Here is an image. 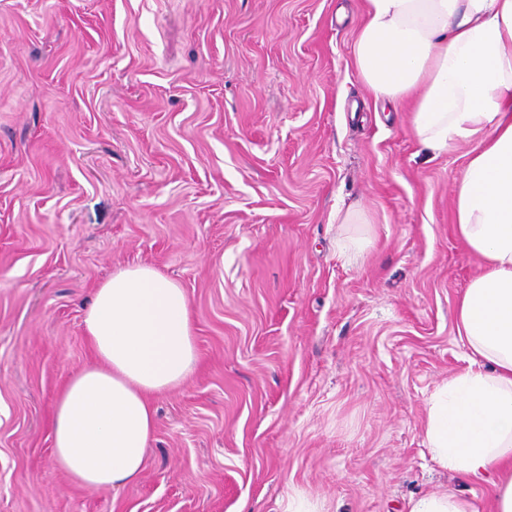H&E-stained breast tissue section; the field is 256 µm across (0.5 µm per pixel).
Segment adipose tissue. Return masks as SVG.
Wrapping results in <instances>:
<instances>
[{
    "label": "adipose tissue",
    "mask_w": 512,
    "mask_h": 512,
    "mask_svg": "<svg viewBox=\"0 0 512 512\" xmlns=\"http://www.w3.org/2000/svg\"><path fill=\"white\" fill-rule=\"evenodd\" d=\"M352 60L375 99L409 104L426 150L471 147L455 178L456 232L481 260L456 307L469 364L431 396L424 444L440 469L491 476L494 512H512V0H365ZM84 326L94 362L64 382L52 446L94 491L140 478L149 397L198 354L184 289L146 265L102 283Z\"/></svg>",
    "instance_id": "adipose-tissue-1"
}]
</instances>
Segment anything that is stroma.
Wrapping results in <instances>:
<instances>
[{
	"label": "stroma",
	"mask_w": 512,
	"mask_h": 512,
	"mask_svg": "<svg viewBox=\"0 0 512 512\" xmlns=\"http://www.w3.org/2000/svg\"><path fill=\"white\" fill-rule=\"evenodd\" d=\"M364 0H0V512H405L487 482L423 444L479 268L453 178L351 65ZM369 240L343 255L339 213ZM188 297L198 363L141 478L73 486L56 396L118 269Z\"/></svg>",
	"instance_id": "obj_1"
}]
</instances>
